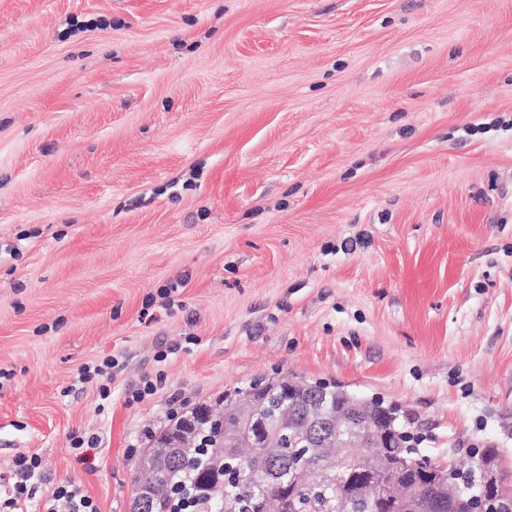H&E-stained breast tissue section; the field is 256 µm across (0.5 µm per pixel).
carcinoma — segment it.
Wrapping results in <instances>:
<instances>
[{
  "label": "carcinoma",
  "instance_id": "carcinoma-1",
  "mask_svg": "<svg viewBox=\"0 0 512 512\" xmlns=\"http://www.w3.org/2000/svg\"><path fill=\"white\" fill-rule=\"evenodd\" d=\"M282 379L281 375L261 377L246 387L224 393L214 403L218 414L224 416L222 424L202 422L195 428L189 426L187 419L195 412L192 408L148 436L138 461L139 470H144L161 449H168L164 482L171 492L157 501L156 512H181L180 499L187 501L192 512H263L269 501L279 502L281 512H399L397 501L379 492L364 499L359 497L363 483L386 479L382 469L372 475L341 472L330 484L314 481L315 463L300 452L303 444L296 441L293 427L305 422L306 401H318L328 416L344 402L345 389L290 373L288 379H299L309 388L305 398L299 399L281 389ZM258 390L268 394L266 422L279 447L258 448L255 455L278 467V480L273 483L267 481L261 469L245 479L229 478L224 471V457L232 453L226 442L238 426L237 398ZM365 405L369 414L377 418L373 437L389 442V451L410 463L406 481L419 485L420 495L427 498L437 471L436 460L410 445L411 436L400 424L397 407L377 399ZM448 482L456 487V503L443 512H463L484 486V472L474 463L462 471L448 472Z\"/></svg>",
  "mask_w": 512,
  "mask_h": 512
}]
</instances>
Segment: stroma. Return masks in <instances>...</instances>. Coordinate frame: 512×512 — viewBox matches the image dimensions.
Masks as SVG:
<instances>
[{"mask_svg":"<svg viewBox=\"0 0 512 512\" xmlns=\"http://www.w3.org/2000/svg\"><path fill=\"white\" fill-rule=\"evenodd\" d=\"M109 358L104 406L76 377ZM288 370L512 467V0H0L24 512H130L149 433ZM51 498L64 501L67 512H98L93 501L82 495L81 491L73 485H60L56 487Z\"/></svg>","mask_w":512,"mask_h":512,"instance_id":"obj_1","label":"stroma"}]
</instances>
